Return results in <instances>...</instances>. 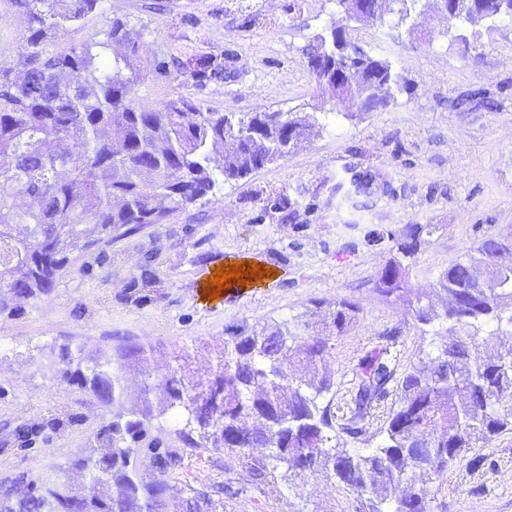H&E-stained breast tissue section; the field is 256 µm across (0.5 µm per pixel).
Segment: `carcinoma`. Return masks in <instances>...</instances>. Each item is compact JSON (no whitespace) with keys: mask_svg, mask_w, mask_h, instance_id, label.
<instances>
[{"mask_svg":"<svg viewBox=\"0 0 512 512\" xmlns=\"http://www.w3.org/2000/svg\"><path fill=\"white\" fill-rule=\"evenodd\" d=\"M103 0H12L24 17L27 35L19 52L22 76L0 68V313L17 310L21 299L52 291L72 259L63 245L82 240L91 247L125 236L144 224H159L213 193L219 179L229 182L283 159L308 136L313 115L257 112L240 119L221 112H199L179 96L163 108L137 104L136 87L150 73L168 75L158 61L141 67L139 42L128 22L114 18L90 38L62 51L46 44L60 32L78 31ZM448 28L474 27L512 19V0H444ZM338 12L358 24H382L392 0H336ZM339 29L317 35L307 48V66L332 98L357 100L368 110L395 104L405 78L389 61L366 51L353 55ZM224 74V65L197 60L198 81ZM224 149L219 172L210 166L209 147ZM27 199L25 206L17 199ZM264 209L288 223V197L275 193ZM435 224H412L406 239L374 281L387 298L405 301L415 320L427 327L448 323V341L434 346L420 362L396 377L380 352L352 370L346 414H336L334 379L323 371L330 340L350 332L360 307L347 299L317 303L311 321L293 326L273 321L257 331L229 332L207 384L172 373L168 397L155 399L151 374L141 379L140 395L126 410L93 434L97 448L73 461L86 478L82 488L57 475L33 482L34 495L18 496L0 485V512H163L174 489L161 479L145 484L142 467L165 471L177 458L157 446L144 454L140 442L154 413L175 410L184 427L197 434L195 448H222L235 454L252 481L280 492L301 472L319 474L328 486L356 493V512H434L443 486L437 479L461 461L471 445L512 433V345L500 343L512 328V260L493 257L494 236L481 240L464 258L441 272L434 285L443 312L427 295L409 288V270L422 234ZM482 344L485 358L473 356ZM61 372L80 390L110 408L123 400L125 373L146 362L141 347H119L85 357L63 346ZM391 401L379 446L355 453L336 438V418L349 436L366 431L375 411ZM255 448L265 459H253ZM102 486H114L106 496ZM184 512H217L202 492L184 500Z\"/></svg>","mask_w":512,"mask_h":512,"instance_id":"cac0c4a2","label":"carcinoma"}]
</instances>
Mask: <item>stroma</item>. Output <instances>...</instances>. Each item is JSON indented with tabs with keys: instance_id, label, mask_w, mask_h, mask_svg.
Instances as JSON below:
<instances>
[{
	"instance_id": "obj_1",
	"label": "stroma",
	"mask_w": 512,
	"mask_h": 512,
	"mask_svg": "<svg viewBox=\"0 0 512 512\" xmlns=\"http://www.w3.org/2000/svg\"><path fill=\"white\" fill-rule=\"evenodd\" d=\"M104 0L83 29L59 37L61 50L127 19L145 67L163 61L166 77L139 87L142 105L159 109L190 98L203 112L330 113L328 94L306 65L313 38L341 24L334 0ZM269 23L258 28L249 11ZM414 33L396 16L384 25L355 28L356 43L388 59L406 78L396 105L350 121L331 115L285 160L248 177L219 184L213 195L117 240L85 249L67 243L86 273H64L54 289L0 314V484L24 492L40 474L66 470L81 484L73 460L90 448V435L110 415L60 372V346L84 354L141 345L157 384L174 370L207 382L215 352L240 325L258 329L270 319L296 322L312 300L346 298L360 321L336 338L327 360L337 397H345L352 370L367 353L385 350L399 371L417 364L431 342L408 307L383 301L373 280L391 257L389 243H369L371 231L403 238L412 224H433L410 279L431 292L438 275L490 235L512 231V20L493 30L448 34L434 0L412 15ZM26 35L23 16L0 0V66L16 65ZM210 55L229 76L199 85L182 68ZM368 182L351 194L353 180ZM285 190L293 218L282 224L264 213L256 195ZM242 263L264 267L255 280L207 298L200 290L214 270ZM149 264L152 287L130 290ZM399 330L396 342L384 335ZM171 416L152 420L145 442L178 456L170 469L174 495L164 512H182L183 496L199 491L224 512H355L357 495L326 487L320 476L296 478L277 495L252 482L231 454L190 447ZM484 464L471 466L473 458ZM440 497L444 512H512V433L468 451L450 468Z\"/></svg>"
}]
</instances>
